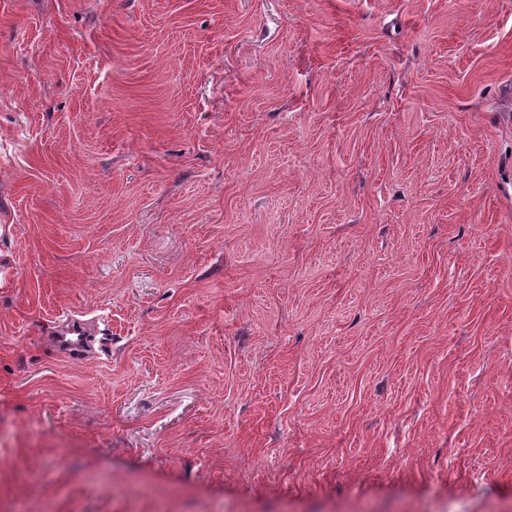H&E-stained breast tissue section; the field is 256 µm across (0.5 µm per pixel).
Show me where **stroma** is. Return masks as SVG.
<instances>
[{
    "label": "stroma",
    "instance_id": "obj_1",
    "mask_svg": "<svg viewBox=\"0 0 512 512\" xmlns=\"http://www.w3.org/2000/svg\"><path fill=\"white\" fill-rule=\"evenodd\" d=\"M0 512H512V0H0Z\"/></svg>",
    "mask_w": 512,
    "mask_h": 512
}]
</instances>
